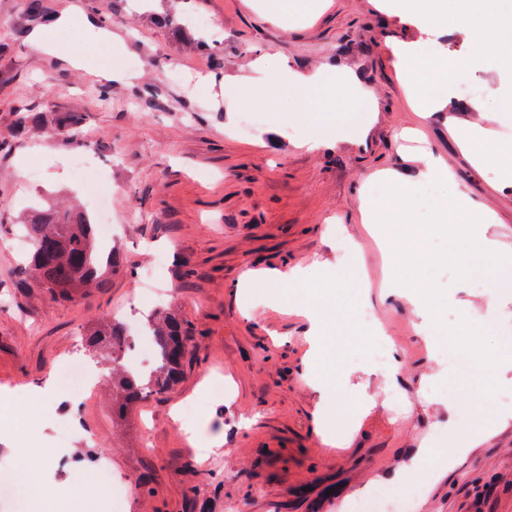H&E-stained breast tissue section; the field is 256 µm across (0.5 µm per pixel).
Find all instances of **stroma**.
<instances>
[{"label": "stroma", "mask_w": 512, "mask_h": 512, "mask_svg": "<svg viewBox=\"0 0 512 512\" xmlns=\"http://www.w3.org/2000/svg\"><path fill=\"white\" fill-rule=\"evenodd\" d=\"M0 0V241L40 201L86 206L67 162L77 146L47 124L14 136L21 109L82 113L90 165L112 184V247L123 270L109 287L55 301L24 276L26 257L0 244V475L9 486L39 471L47 498L67 497V512H349L375 487L412 502L411 512H512V420L496 423L498 397L481 392L484 376L466 357L437 356L419 331L428 320L407 291L381 293L388 257L361 222L369 177L392 169L416 179L421 150L443 156L453 187L496 216L489 233L512 255V188L498 189L492 168H476L448 129L449 116L498 113L496 138L512 140V107L501 93L512 76L476 59L455 27L435 37L463 59L447 104L417 112L393 50L421 35L395 0H285L271 15L264 0H200L198 15L221 30L224 75L208 91L195 78L212 60L181 54L166 30L142 21L135 0ZM67 31L52 28L64 9ZM112 30L108 65L122 71L100 101L92 70L61 68L37 50L99 44L86 26ZM321 73L328 86L303 113L307 88L293 83L275 98L247 103L242 87H267L282 73ZM337 113L357 122L330 146H301L304 127ZM37 180H29L31 169ZM346 274L330 278L338 261ZM193 274L181 279L179 268ZM303 272L292 287H242L253 271ZM150 273L143 281L142 273ZM445 288L447 323L483 316L488 289L476 278L435 274ZM383 341L401 360L392 376L372 363L374 339L359 318L357 292ZM194 328L179 381L166 393L112 416V392L85 408L60 366L96 323L138 307L147 287ZM335 307L323 329L300 315L307 300ZM57 382L47 396L34 387ZM226 390L215 394L212 381ZM403 401L392 414L386 394ZM482 431L428 490L402 481L423 449L449 432ZM224 434L221 446L209 435ZM67 457L59 467V457Z\"/></svg>", "instance_id": "35a3bbf8"}]
</instances>
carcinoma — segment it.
Masks as SVG:
<instances>
[{
	"label": "carcinoma",
	"instance_id": "obj_1",
	"mask_svg": "<svg viewBox=\"0 0 512 512\" xmlns=\"http://www.w3.org/2000/svg\"><path fill=\"white\" fill-rule=\"evenodd\" d=\"M153 8L144 12L155 26L167 29L187 52L207 47L188 23L196 0H148ZM59 128L76 136L83 121L79 112H65L52 118ZM30 242L33 281L53 300H68L92 285L105 288L109 276L118 271L114 256L103 251L84 211L35 210L24 224ZM156 353L151 372L130 373L119 362V354L129 342L121 321L106 319L90 329L88 346L94 357L112 358L113 411L121 415L137 399L163 394L176 382L185 350L195 336L194 329L168 310L151 312L145 324Z\"/></svg>",
	"mask_w": 512,
	"mask_h": 512
}]
</instances>
